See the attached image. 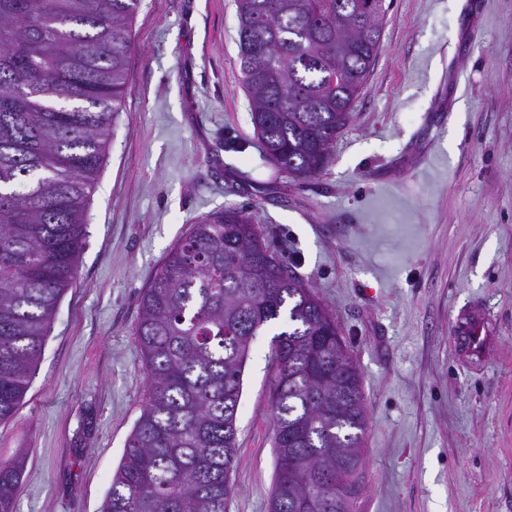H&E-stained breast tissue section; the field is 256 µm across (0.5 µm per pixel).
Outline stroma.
Wrapping results in <instances>:
<instances>
[{
	"label": "stroma",
	"instance_id": "35a3bbf8",
	"mask_svg": "<svg viewBox=\"0 0 512 512\" xmlns=\"http://www.w3.org/2000/svg\"><path fill=\"white\" fill-rule=\"evenodd\" d=\"M378 54L318 175L266 160L236 0H142L122 108L0 460L16 512H99L141 416L139 295L201 217L243 209L335 318L369 417L356 512H512V0H386ZM493 344L464 361L454 318ZM254 337L227 512H267L272 340ZM24 470L20 459L0 460V512H14V491Z\"/></svg>",
	"mask_w": 512,
	"mask_h": 512
}]
</instances>
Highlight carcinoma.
I'll return each mask as SVG.
<instances>
[{
    "instance_id": "cac0c4a2",
    "label": "carcinoma",
    "mask_w": 512,
    "mask_h": 512,
    "mask_svg": "<svg viewBox=\"0 0 512 512\" xmlns=\"http://www.w3.org/2000/svg\"><path fill=\"white\" fill-rule=\"evenodd\" d=\"M385 0H237L242 83L268 160L308 178L329 163L378 52ZM141 0H0V422L15 417L64 292L120 110ZM146 408L101 512H227L234 415L252 337L276 323V468L268 512H354L336 461L362 451L360 374L311 288L236 207L207 216L139 299ZM20 459L0 460L14 512Z\"/></svg>"
}]
</instances>
